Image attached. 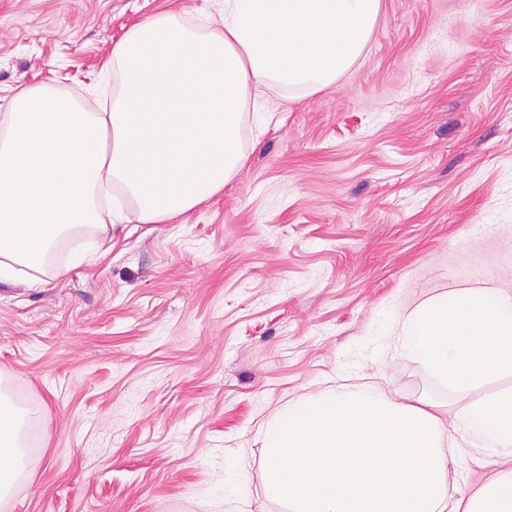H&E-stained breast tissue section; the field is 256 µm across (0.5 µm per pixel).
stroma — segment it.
Listing matches in <instances>:
<instances>
[{"label":"stroma","instance_id":"obj_1","mask_svg":"<svg viewBox=\"0 0 512 512\" xmlns=\"http://www.w3.org/2000/svg\"><path fill=\"white\" fill-rule=\"evenodd\" d=\"M223 0H0V117L23 86L112 95L135 24L220 21ZM246 159L213 199L108 235L60 238L42 286L0 283V395L22 417L0 512H222L267 499L262 421L325 386L425 395L448 417L511 388L453 392L403 345L421 302L512 291V0H382L336 83L269 88ZM464 448L450 494L495 476Z\"/></svg>","mask_w":512,"mask_h":512}]
</instances>
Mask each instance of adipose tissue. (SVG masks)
<instances>
[{
    "label": "adipose tissue",
    "mask_w": 512,
    "mask_h": 512,
    "mask_svg": "<svg viewBox=\"0 0 512 512\" xmlns=\"http://www.w3.org/2000/svg\"><path fill=\"white\" fill-rule=\"evenodd\" d=\"M381 0H224L222 28L199 33L160 13L112 47L121 85L111 105L44 86L20 88L0 141V282L40 270L39 254L66 230L111 229L97 202L107 185L161 224L223 191L245 161L239 130L252 91L313 95L335 83L367 44ZM30 150L16 147L29 127ZM62 219L45 224L46 208ZM408 350L463 392L512 373V292L463 288L417 305ZM18 410L0 399V497L22 455ZM267 498L290 512H512V389L446 421L423 397L397 401L370 385L298 399L261 425ZM495 453L498 475L449 498L459 444Z\"/></svg>",
    "instance_id": "obj_1"
}]
</instances>
